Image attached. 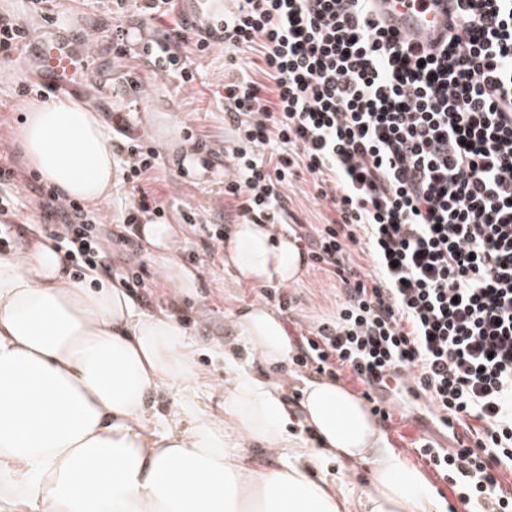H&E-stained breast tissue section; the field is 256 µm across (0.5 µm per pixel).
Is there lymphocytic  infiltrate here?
<instances>
[{"instance_id":"lymphocytic-infiltrate-1","label":"lymphocytic infiltrate","mask_w":512,"mask_h":512,"mask_svg":"<svg viewBox=\"0 0 512 512\" xmlns=\"http://www.w3.org/2000/svg\"><path fill=\"white\" fill-rule=\"evenodd\" d=\"M457 2L434 47L387 28L379 0H233L204 27L165 31L152 55L184 86L195 79L188 52L219 45L238 59L240 77L224 86L237 134L224 194L245 222L307 242L341 287L299 363L349 371L386 421L378 392L424 396L462 439L450 451L419 441L420 457L474 512H512L500 482L512 474V0ZM303 173L330 212L310 232L285 216ZM23 185L36 187L44 233L75 273L102 265L98 217L2 154L0 236L28 217Z\"/></svg>"}]
</instances>
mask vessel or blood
Masks as SVG:
<instances>
[{
	"label": "vessel or blood",
	"mask_w": 512,
	"mask_h": 512,
	"mask_svg": "<svg viewBox=\"0 0 512 512\" xmlns=\"http://www.w3.org/2000/svg\"><path fill=\"white\" fill-rule=\"evenodd\" d=\"M454 0H439L429 13L417 15L404 8H397L390 15V23L412 43L427 46L441 40L448 30L450 15L454 12ZM29 50L38 62L37 78L41 85L58 96L74 94L76 88L72 76L77 66L91 68L92 59L85 52H76L64 36L32 34Z\"/></svg>",
	"instance_id": "b4317fda"
}]
</instances>
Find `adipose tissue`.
<instances>
[{"instance_id":"ef3b65f1","label":"adipose tissue","mask_w":512,"mask_h":512,"mask_svg":"<svg viewBox=\"0 0 512 512\" xmlns=\"http://www.w3.org/2000/svg\"><path fill=\"white\" fill-rule=\"evenodd\" d=\"M23 111L28 163L64 197L111 200L120 169L98 113L60 99ZM179 233L139 226L161 276L185 293L201 273L179 261ZM224 266L239 284L288 286L303 273L295 243L267 224L236 225ZM226 320L240 341L224 348L216 412L175 315L141 311L97 270L71 278L49 240L0 252V512H447L351 389L307 379L289 404L272 372L297 344L277 314L254 304ZM257 452L278 466L248 463ZM358 466L369 484L346 486Z\"/></svg>"}]
</instances>
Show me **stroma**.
Instances as JSON below:
<instances>
[{
  "label": "stroma",
  "mask_w": 512,
  "mask_h": 512,
  "mask_svg": "<svg viewBox=\"0 0 512 512\" xmlns=\"http://www.w3.org/2000/svg\"><path fill=\"white\" fill-rule=\"evenodd\" d=\"M57 20L48 24L34 19L32 28L66 35L76 47L86 43L88 29L109 23L106 8L99 0H57ZM228 0H177L173 17H193L196 11L223 14ZM173 17L144 20L135 0H129L118 26L128 30L127 56L113 55L108 42L94 45L93 83L80 94L83 102H92L105 128L125 120L129 132L147 139L159 154L160 165L149 181L164 203L160 222L179 225L182 231L178 258L191 264L193 258H204L207 249L205 224H221L232 229L239 224L238 204L224 194L225 146L233 138L230 126L224 123L225 51L214 47L206 54L191 55L198 75L192 85L176 89L173 80L157 73L150 45L161 29L171 25ZM141 81L144 90L132 92L128 77ZM27 58H12L0 65V150L7 151L16 168L28 170V162L17 143V129L22 122L16 94L20 85L29 83ZM175 123L176 139L158 134L161 124ZM138 195L130 182L124 181L112 198L97 211L103 248L110 268L109 279L117 281L132 273H140L144 287L133 289L139 308L146 312L169 311L178 315L194 347L196 365L207 382L204 400L212 409L224 406V359L217 356L218 346L235 339L224 324L225 314L232 308L257 303L261 288L236 283L229 271L216 265L206 273L200 288L177 298L159 274V262L146 254L138 240H115V224L135 212ZM194 223H186V216ZM281 300L269 301L285 323L290 336H297L301 326L336 314L338 296L324 274L312 263H305L303 276L296 284L283 288ZM392 448L407 463L424 472L429 484L449 506H457L459 498L449 480L441 478L413 447L414 440L425 436L437 440L442 447H454L450 434L440 431L429 420L423 399L406 397L396 404L390 420L382 422Z\"/></svg>",
  "instance_id": "1"
}]
</instances>
